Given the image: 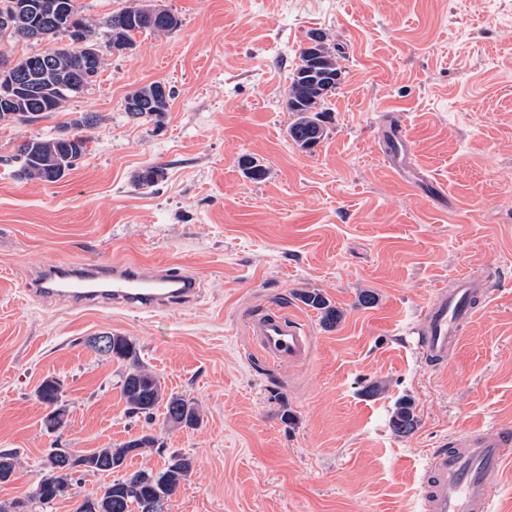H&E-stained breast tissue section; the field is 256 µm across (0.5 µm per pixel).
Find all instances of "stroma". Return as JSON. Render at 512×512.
<instances>
[{
  "instance_id": "35a3bbf8",
  "label": "stroma",
  "mask_w": 512,
  "mask_h": 512,
  "mask_svg": "<svg viewBox=\"0 0 512 512\" xmlns=\"http://www.w3.org/2000/svg\"><path fill=\"white\" fill-rule=\"evenodd\" d=\"M180 27L112 51L84 92L32 123L0 124V157L94 112L88 153L55 183L0 164V451L18 456L0 501L22 499L53 441L75 452L142 434L121 393L124 364L92 337H131L166 392L198 403L203 423H154L162 447L111 475L82 476L50 512L169 452L193 459L168 512H417L422 468L470 428L512 426V0H153ZM339 46L343 80L324 140L288 136L289 77L308 34ZM161 81L162 127L135 124L126 95ZM401 122L405 137L390 140ZM264 165L246 178L241 156ZM161 167L140 189L135 175ZM173 264L198 277L191 306L158 312L73 308L27 292L59 261ZM489 282L488 308L448 365L420 358L414 330L435 289L461 272ZM317 291L342 310L328 330L296 299ZM375 297L360 301L363 293ZM301 319L306 359L270 360L252 316ZM59 379V434L35 390ZM385 384L370 396L368 384ZM412 399L418 425L389 419ZM295 421L285 424L283 411Z\"/></svg>"
}]
</instances>
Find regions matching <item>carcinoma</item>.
Wrapping results in <instances>:
<instances>
[{"label": "carcinoma", "instance_id": "1", "mask_svg": "<svg viewBox=\"0 0 512 512\" xmlns=\"http://www.w3.org/2000/svg\"><path fill=\"white\" fill-rule=\"evenodd\" d=\"M180 26L179 18L167 9L142 11L140 0H126V6L102 19L80 15L76 0H0V42L37 41L46 49L15 63V83L0 81V121L25 122L57 112L71 96L83 92L104 64L97 42L96 30L107 29L110 46L119 51L134 47V36L144 30L169 34ZM80 28L83 41L73 38V29ZM67 42H62V39ZM310 45L299 50V62L292 72L286 91V108L296 119L288 127V136L299 148L310 151L325 136L322 116L327 98L342 81V71L336 57L327 46L321 31L309 34ZM164 83L155 81L130 92L124 112L133 122L152 121L160 125L173 99L172 89L162 93ZM99 117L93 112H81L70 119L59 132L48 138L30 139L19 145L17 152L6 161L18 164V175L55 183L72 171L87 152L89 138L84 132L96 127ZM243 173L260 180L266 169L252 158L239 161ZM163 169L157 166L142 169L135 178L139 186L153 187L163 179ZM296 297L317 311L324 327L332 329L343 313L320 292L299 291ZM100 354L125 364L121 392L128 414L153 421L158 409H163L162 424L168 428L195 429L203 422L199 405L184 395L166 394L159 379L139 360L135 343L127 336L112 335V349L96 348ZM61 383L44 379L36 390V398L49 409L47 419L62 403ZM418 424L414 405L409 400L398 403L390 418V428L398 435L411 433ZM158 439L148 432L140 437L110 448H100L85 454L86 473L110 475L121 468L128 457L156 447ZM73 452L57 446L48 450L44 459L45 474L34 484L24 504L10 507L0 503V512H19L26 505H48L70 494L76 483ZM17 455L0 452V478L11 479L17 468ZM193 469L192 458L178 452L169 454L164 468L158 473L138 470L122 480L103 485L101 494L82 500L75 512H165L171 497L187 480Z\"/></svg>", "mask_w": 512, "mask_h": 512}]
</instances>
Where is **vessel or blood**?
<instances>
[{"mask_svg": "<svg viewBox=\"0 0 512 512\" xmlns=\"http://www.w3.org/2000/svg\"><path fill=\"white\" fill-rule=\"evenodd\" d=\"M49 273L34 279L28 292L74 307L164 311L196 302V277L166 264L55 262ZM468 274L454 278L450 289H437L422 311L418 352L434 366L447 364L465 327L483 310ZM250 332L268 357L288 363L308 355L310 336L301 322L284 312H266L250 324ZM512 459V434L479 430L463 432L449 447L426 462L418 495L420 512H494L496 476Z\"/></svg>", "mask_w": 512, "mask_h": 512, "instance_id": "vessel-or-blood-1", "label": "vessel or blood"}]
</instances>
